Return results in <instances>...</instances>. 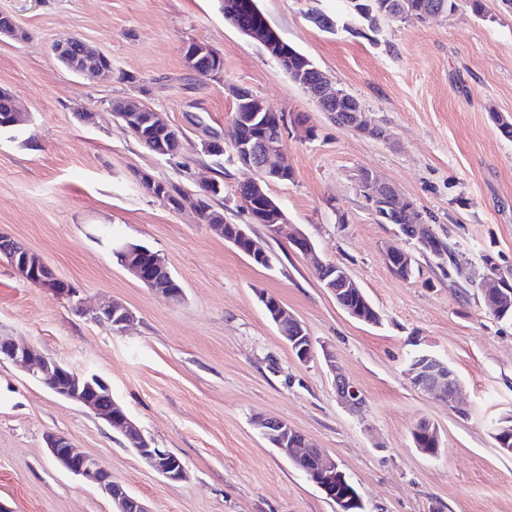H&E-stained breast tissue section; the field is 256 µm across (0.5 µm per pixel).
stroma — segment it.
I'll use <instances>...</instances> for the list:
<instances>
[{"label":"stroma","mask_w":512,"mask_h":512,"mask_svg":"<svg viewBox=\"0 0 512 512\" xmlns=\"http://www.w3.org/2000/svg\"><path fill=\"white\" fill-rule=\"evenodd\" d=\"M461 0L448 16L355 20L344 0H258L268 24L386 133L373 139L337 125L290 80L259 42L224 19L218 0H0L26 40H0V89L15 94L26 126L0 129V232L42 257L79 289L86 306L105 299L137 319L122 332L81 314L0 260V335L102 376L154 447L178 456L185 480L146 465L125 437L11 363L0 364V501L13 512H110L91 484L58 469L45 437L58 433L97 457L150 512H336L335 504L272 448L252 420H287L336 460L366 512H512V457L492 438L512 412V322L487 312L460 277L493 258L512 270V139L494 114L512 118V7ZM319 9L334 31L309 18ZM73 36L112 61L100 80L73 75L53 44ZM217 50L223 71L199 79L184 61L188 43ZM275 110L306 115L314 135L290 134L294 171L271 184L289 224L322 260L343 267L380 322L351 318L323 288L309 259L286 238L271 239L240 207L239 185L254 173L229 146L231 87ZM134 100L183 134L172 158L141 147L110 110ZM93 113L85 122L79 115ZM218 135L223 156L201 150ZM369 169L413 200L450 255L417 253L403 280L385 248L396 227L376 223L356 181ZM199 191L230 224L264 239L269 266L253 263L202 224L146 194L139 173ZM116 241L160 253L184 297L169 302L112 257ZM276 296L307 327L316 351L299 362L268 318L259 292ZM365 399L356 415L336 399L322 347ZM448 362L461 381L451 410L413 387L410 354ZM439 429L438 456L421 455L411 432Z\"/></svg>","instance_id":"stroma-1"}]
</instances>
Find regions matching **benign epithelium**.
<instances>
[{
  "mask_svg": "<svg viewBox=\"0 0 512 512\" xmlns=\"http://www.w3.org/2000/svg\"><path fill=\"white\" fill-rule=\"evenodd\" d=\"M99 56L101 52L88 48L87 57L79 64H72L69 67L70 72L80 76L91 74L95 77L106 74V71L95 66V60ZM294 81L307 89L322 111L334 121L338 120L339 113L334 105L351 97L348 92L339 90L336 82L329 77L321 84H314L299 73L294 76ZM232 96L236 103L235 121L241 123L246 118L250 124L260 127L275 125L281 130L289 124L297 134L305 138L309 136L310 126L304 116L295 115L289 119L246 88H232ZM344 125L359 135H365L372 127V121L366 117L361 105L358 104L345 111ZM282 152L281 137L264 141L260 148L251 140H241L235 145L234 151L237 163L257 174L256 179L246 183L249 193L239 198L241 206L253 214L256 222L266 219L270 221L268 235L271 237L280 235L287 218L281 213H264L269 206L266 185L277 178L293 177V171L281 162ZM357 182L379 223L391 222V217L402 210L417 209L412 200L401 197L392 185L370 170H361L357 175ZM290 242L302 254L312 257L316 262V270L319 271L321 281L333 293L337 305L343 311L358 321L372 323V316L365 314L350 301L344 300V291L358 295L360 289L341 266L319 261L311 240L302 233L292 235ZM113 251L124 256L123 267L146 287L171 302H177L182 298L183 290L174 287V281H164L155 275L157 270L167 268L160 254L152 253L146 261V252L138 251L126 242L113 244ZM410 255L412 252L398 245H392L386 250V259L394 269L400 268L401 263L408 260ZM6 259L24 279L57 298L68 300L78 309L83 308V302L78 298L79 290L59 278L50 265L23 244H18ZM261 299L269 307L270 318L277 327L291 328V333L283 336V339L296 358L301 362L308 361L313 356V342L303 322L289 312L279 299L265 293L261 295ZM92 313L95 320L109 323L116 331L126 329L136 320V314L131 309L113 301L99 303L92 309ZM322 351L327 366L334 372L338 401L353 413L362 412L365 403L363 395L342 373L336 371L332 351L326 347L322 348ZM4 361L23 368L33 380L47 386L58 397L78 404L105 420L113 429L124 435L130 446L149 467L169 481L181 482L186 478L182 461L168 450L152 446V440L142 433L115 400L111 386L99 374L73 369L45 356L31 346L18 343L11 336H0V363ZM406 375L418 390L436 394L450 409L457 407L460 380L447 362L420 350L415 352L407 363ZM254 425L260 435L292 464L311 463L310 469L306 471L308 479L326 499L336 503V512H350V507L356 500L349 499L347 495L336 496V481L342 475V470L324 449L307 443L303 435L282 419L259 416L254 420ZM45 443L52 461L61 469L92 484L111 504V512H150L140 499L130 494L124 486L112 481V471L99 459L75 448L66 436L50 433L46 435Z\"/></svg>",
  "mask_w": 512,
  "mask_h": 512,
  "instance_id": "benign-epithelium-1",
  "label": "benign epithelium"
}]
</instances>
